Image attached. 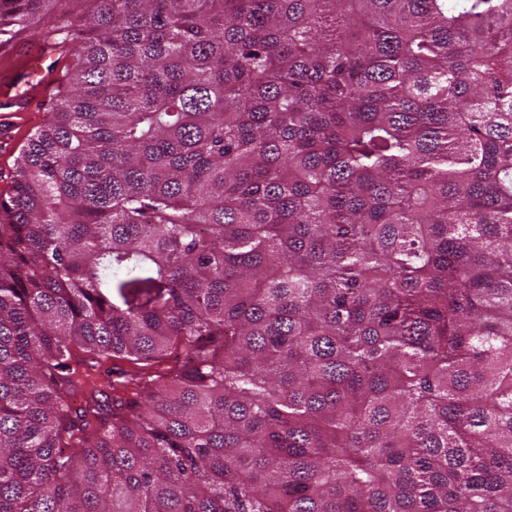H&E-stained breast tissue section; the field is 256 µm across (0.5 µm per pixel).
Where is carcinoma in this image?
<instances>
[{
  "label": "carcinoma",
  "mask_w": 512,
  "mask_h": 512,
  "mask_svg": "<svg viewBox=\"0 0 512 512\" xmlns=\"http://www.w3.org/2000/svg\"><path fill=\"white\" fill-rule=\"evenodd\" d=\"M91 2L0 195V512H512V0Z\"/></svg>",
  "instance_id": "obj_1"
}]
</instances>
